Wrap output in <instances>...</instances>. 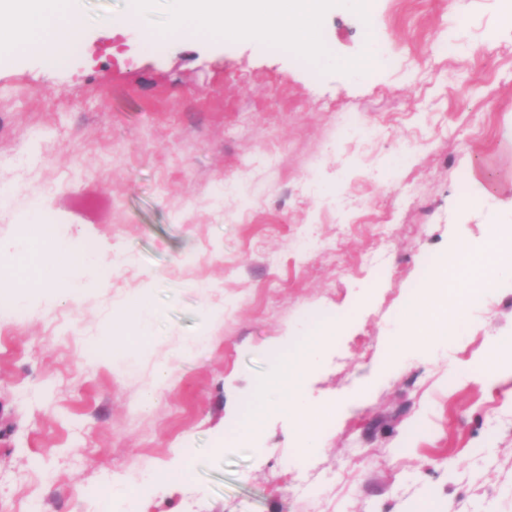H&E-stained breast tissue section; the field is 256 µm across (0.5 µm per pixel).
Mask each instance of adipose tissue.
I'll list each match as a JSON object with an SVG mask.
<instances>
[{"instance_id": "adipose-tissue-1", "label": "adipose tissue", "mask_w": 512, "mask_h": 512, "mask_svg": "<svg viewBox=\"0 0 512 512\" xmlns=\"http://www.w3.org/2000/svg\"><path fill=\"white\" fill-rule=\"evenodd\" d=\"M326 0H169L168 33L184 38L223 36L225 31L273 41L298 54L322 59L323 48L316 27ZM86 22L77 0H0V59L19 56L22 50H34L46 57H56L82 41ZM45 201L35 202L29 217V231L15 244L16 253L37 252L42 269L51 272L59 283H68L69 297H77L82 287L69 283L64 270L56 266L53 250L47 249V236L38 218ZM512 271V226L491 225L487 245L460 256L451 249L443 261L429 272L417 302L425 312L423 324L439 331L447 319L445 308L438 306L435 295L451 284H459L461 298H469L484 285L483 270ZM322 355L321 344H306L285 355L281 375L259 386L247 410L232 434L233 440L255 433L262 420L272 412L293 411L298 423V441L304 456L312 457L324 449V441L315 430L317 406L309 404L293 384L294 379L316 367Z\"/></svg>"}]
</instances>
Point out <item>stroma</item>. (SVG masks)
I'll use <instances>...</instances> for the list:
<instances>
[{
	"label": "stroma",
	"instance_id": "stroma-1",
	"mask_svg": "<svg viewBox=\"0 0 512 512\" xmlns=\"http://www.w3.org/2000/svg\"><path fill=\"white\" fill-rule=\"evenodd\" d=\"M81 0L65 62H0V244L37 198L95 245L78 301L0 269L29 298L0 314V512H94L102 475L148 512H512V275L448 332L394 339L437 258L512 225V23L501 0H330L318 64L253 38L168 36V0ZM113 22L111 39L99 36ZM376 49L366 73L339 59ZM146 296L154 317L137 333ZM224 311L211 327L210 307ZM344 327L299 386L336 410L302 456L294 417L224 445L285 349ZM125 321L134 352L88 356ZM208 335L187 356L185 339ZM161 400H141L158 366ZM222 454H215V447ZM177 457V486L150 473Z\"/></svg>",
	"mask_w": 512,
	"mask_h": 512
}]
</instances>
